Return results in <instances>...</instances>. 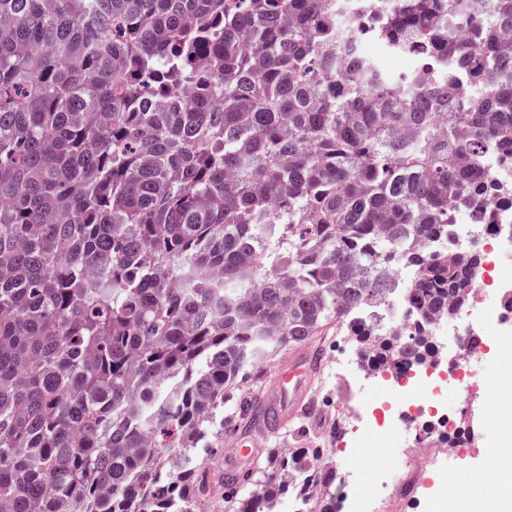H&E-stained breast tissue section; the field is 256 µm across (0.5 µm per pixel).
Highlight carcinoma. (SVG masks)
<instances>
[{
    "label": "carcinoma",
    "instance_id": "carcinoma-1",
    "mask_svg": "<svg viewBox=\"0 0 512 512\" xmlns=\"http://www.w3.org/2000/svg\"><path fill=\"white\" fill-rule=\"evenodd\" d=\"M509 32L512 0H0V512H194L243 374L332 324L432 358L479 261L454 213L512 206ZM385 263L417 269L405 338ZM361 51L364 55L382 59L387 68L394 74H400L411 66L408 59L388 55L383 47L374 40L364 41L361 45Z\"/></svg>",
    "mask_w": 512,
    "mask_h": 512
}]
</instances>
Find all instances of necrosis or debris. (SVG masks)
Segmentation results:
<instances>
[{
	"mask_svg": "<svg viewBox=\"0 0 512 512\" xmlns=\"http://www.w3.org/2000/svg\"><path fill=\"white\" fill-rule=\"evenodd\" d=\"M449 231V245L457 251L465 249L472 239L480 241V264L471 278L465 301L448 317L436 319L431 325L433 335L451 336L450 356L439 357L410 370L395 361L365 364L355 352L340 362L342 369L357 378L362 398L350 423H337L333 435L339 439L351 436L353 447L359 448L364 458L376 459L374 476L388 489L381 502L369 496L352 498L347 504L348 512H397L402 502L420 492L425 466L437 464L444 457L443 452L433 448L426 439L421 446L410 445L402 453H390L380 459L374 449L376 436L391 435L400 425L411 426L423 410L430 412L438 428H455V417L449 415L447 405L439 399L442 383L452 380L466 391L471 379L479 376L487 388H495L493 375L477 372L478 364L490 348L494 349L499 362L512 364V344L507 341L512 335V210L497 208L490 224L474 223L469 213L462 212ZM414 279L412 269L393 268V295L383 310V332L406 325ZM489 306L498 315L497 324L483 326L478 332L467 329V322L482 319ZM376 379L397 382L399 398L406 405V412H382L368 401L370 386Z\"/></svg>",
	"mask_w": 512,
	"mask_h": 512,
	"instance_id": "obj_1",
	"label": "necrosis or debris"
}]
</instances>
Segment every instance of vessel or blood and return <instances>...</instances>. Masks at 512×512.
I'll return each instance as SVG.
<instances>
[{
	"label": "vessel or blood",
	"instance_id": "vessel-or-blood-1",
	"mask_svg": "<svg viewBox=\"0 0 512 512\" xmlns=\"http://www.w3.org/2000/svg\"><path fill=\"white\" fill-rule=\"evenodd\" d=\"M320 363L315 353L302 349L281 367L265 410L270 423L282 427L301 414L311 396L312 377Z\"/></svg>",
	"mask_w": 512,
	"mask_h": 512
}]
</instances>
